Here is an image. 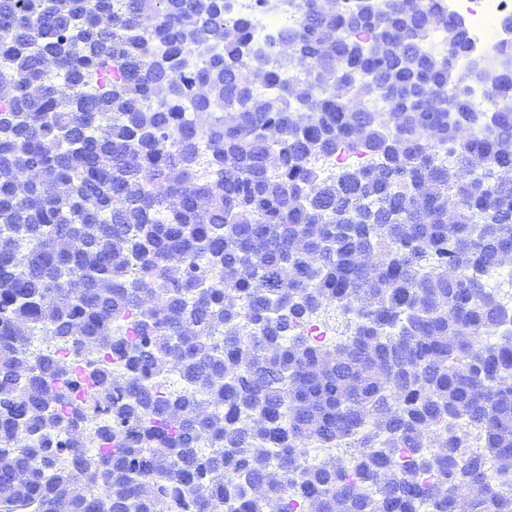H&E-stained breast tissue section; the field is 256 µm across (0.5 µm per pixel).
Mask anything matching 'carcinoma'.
Returning <instances> with one entry per match:
<instances>
[{"mask_svg": "<svg viewBox=\"0 0 512 512\" xmlns=\"http://www.w3.org/2000/svg\"><path fill=\"white\" fill-rule=\"evenodd\" d=\"M286 5L0 0V512H512V38ZM236 6L240 14L250 16L252 38L255 41H264L275 26L281 25L284 28L295 21L294 13L288 8L271 13L258 8L255 0H237Z\"/></svg>", "mask_w": 512, "mask_h": 512, "instance_id": "1", "label": "carcinoma"}]
</instances>
